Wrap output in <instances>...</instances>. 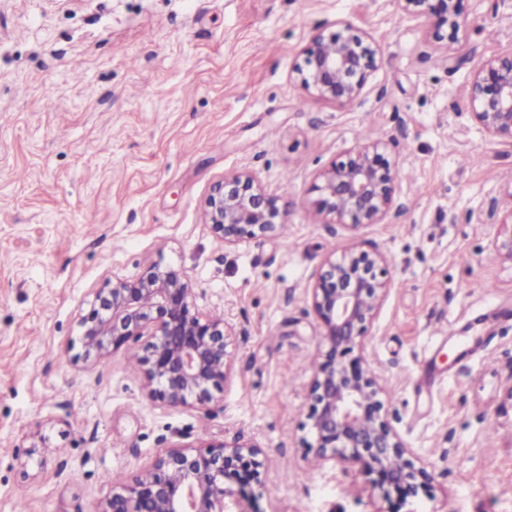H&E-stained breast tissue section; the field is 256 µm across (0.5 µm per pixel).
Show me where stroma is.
Here are the masks:
<instances>
[{"label":"stroma","mask_w":512,"mask_h":512,"mask_svg":"<svg viewBox=\"0 0 512 512\" xmlns=\"http://www.w3.org/2000/svg\"><path fill=\"white\" fill-rule=\"evenodd\" d=\"M465 19L452 69L396 0H0V512H96L164 448L216 443L265 452L252 512H512V263L493 248L512 231V147L467 105L474 67L512 49V6L470 0ZM340 20L382 49L344 106L293 72ZM366 131L409 174L396 215L316 222L318 173ZM240 169L288 217L227 247L203 205ZM352 237L390 263L360 348L427 471L414 496L302 444L325 347L309 289ZM158 258L228 325L232 368L204 406L152 401L139 342L68 361L96 291Z\"/></svg>","instance_id":"35a3bbf8"}]
</instances>
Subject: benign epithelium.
<instances>
[{"label":"benign epithelium","instance_id":"1","mask_svg":"<svg viewBox=\"0 0 512 512\" xmlns=\"http://www.w3.org/2000/svg\"><path fill=\"white\" fill-rule=\"evenodd\" d=\"M404 14L421 21L427 36L449 49L460 40L466 0H397ZM380 60L366 32L313 35L294 72L302 89L338 105L359 98ZM468 107L489 138L512 145V50L479 64L467 90ZM400 166L381 140L356 145L323 169L313 186V213L356 229L390 217ZM280 196L248 170L230 173L204 203L215 236L224 246L264 237L285 223ZM390 286L389 261L356 244L328 255L312 287V308L326 351L310 384L306 448L323 465L359 463L380 485L414 493L425 472L409 459L381 400V388L364 357L352 356L375 321ZM82 352L74 366L98 361L132 341L147 343L135 358L147 395L168 406H204L224 386L230 370L226 322L195 303L184 272L158 259L136 279L114 277L98 290L77 322ZM266 468L262 449L224 443L204 451L164 449L130 480L115 487L96 512H228L242 509V492Z\"/></svg>","mask_w":512,"mask_h":512}]
</instances>
